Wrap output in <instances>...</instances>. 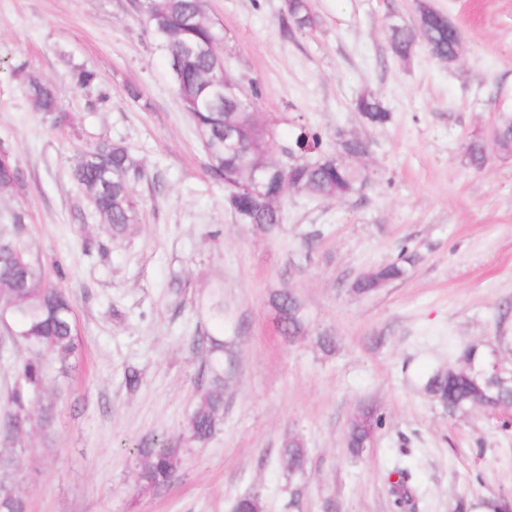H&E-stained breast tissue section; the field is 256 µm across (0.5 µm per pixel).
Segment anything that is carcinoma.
Wrapping results in <instances>:
<instances>
[{"instance_id":"1","label":"carcinoma","mask_w":512,"mask_h":512,"mask_svg":"<svg viewBox=\"0 0 512 512\" xmlns=\"http://www.w3.org/2000/svg\"><path fill=\"white\" fill-rule=\"evenodd\" d=\"M143 21L159 47L165 50L169 68L175 73V88L185 112L201 139L211 178L224 186L225 203L233 212L251 215L248 223L267 235L279 232L283 224L281 199L284 184L281 164L274 148L281 136L257 112L259 88L238 98L217 97L211 80L217 75L232 79L224 68V29L211 19L203 0H140ZM283 32L312 31L319 25L313 0H288L282 18ZM423 45L437 59L452 63L458 45L448 33V18L425 6H419L416 23L395 25L390 45L394 56L408 58L417 45ZM25 94L35 111L53 114L54 126L64 123L55 88L32 72L23 78ZM354 108L368 122L381 125L388 110L374 97H359ZM236 128L246 148L224 140V130ZM321 150L324 161L315 165L301 160L288 169V182L296 192L310 199H346L366 184L367 178L354 160L368 153V144L355 135L337 138L336 151L325 150L323 137L306 123L295 124L288 147L297 151L307 144ZM142 171L129 149L118 143L102 141L87 151L73 171L84 194L95 199L92 209L102 223L110 226L112 237L127 236L137 223L139 201L134 186ZM25 186L21 169L8 141L0 139V197L18 194ZM8 249H0V307L14 313L16 339L33 356L16 366V382L6 396L9 411L0 416V443L12 444L19 437L16 422L30 414L31 406L43 389V365L40 355L66 359L76 348L73 309L61 289L35 264L19 237L5 240ZM405 267L390 263L360 276L354 291L370 293L387 282L402 278ZM271 307L281 336L293 339L303 332L302 304L289 288L273 293ZM216 333L199 336L194 343L206 346L201 368L206 388L188 419L190 437L204 444L217 432L224 420V301L220 296L209 307ZM491 349L480 343L466 346L460 366L429 377L428 392L450 413H465L472 407L507 408L512 405V374L504 371L493 381L481 373ZM371 428L383 424V417L366 407L352 417L347 427V445L353 452L368 444L361 419ZM139 459L137 480L149 488L169 482L178 466L177 449L166 444L136 449ZM281 459L292 472H302L306 452L302 442L290 437L283 443ZM0 512H29L27 500L13 488L0 482ZM235 512H263L257 493L240 497Z\"/></svg>"}]
</instances>
